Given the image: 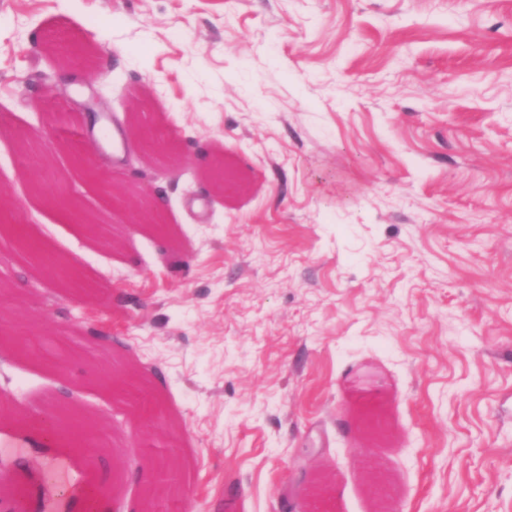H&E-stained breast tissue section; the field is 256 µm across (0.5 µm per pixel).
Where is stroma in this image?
I'll use <instances>...</instances> for the list:
<instances>
[{"instance_id": "stroma-1", "label": "stroma", "mask_w": 512, "mask_h": 512, "mask_svg": "<svg viewBox=\"0 0 512 512\" xmlns=\"http://www.w3.org/2000/svg\"><path fill=\"white\" fill-rule=\"evenodd\" d=\"M56 32L101 51L61 66ZM98 94L126 138L85 172L57 135L97 142ZM135 124L168 157L146 164ZM99 177L161 189L166 233ZM0 218L45 248L0 238V500L92 480L28 443L61 400L97 420L123 512L154 485L149 441L183 512H512V0H0ZM58 255L90 299L53 282ZM129 366L153 422L101 381Z\"/></svg>"}]
</instances>
